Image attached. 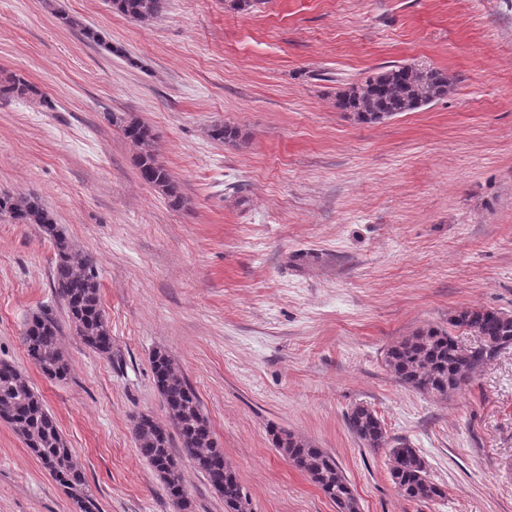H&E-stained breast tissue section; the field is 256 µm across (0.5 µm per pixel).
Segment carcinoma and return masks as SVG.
I'll list each match as a JSON object with an SVG mask.
<instances>
[{
  "mask_svg": "<svg viewBox=\"0 0 512 512\" xmlns=\"http://www.w3.org/2000/svg\"><path fill=\"white\" fill-rule=\"evenodd\" d=\"M116 12L141 23L159 18L167 0H110ZM450 78L440 69L416 65L393 66L367 77L339 95V105L363 123H375L414 112L448 94ZM39 90L22 78L0 82V100ZM112 125L135 147L142 179L182 207L185 199L170 171L157 157L152 128L127 112L108 114ZM0 215L16 224H36L50 238L55 252L53 286L64 302L74 330L100 355L112 353V334L100 301V283L94 260L80 256L60 227L55 214L34 194L0 193ZM449 324L480 339L472 348L460 346L445 329L426 328L391 345L384 361L397 381L421 395L448 399L469 383L483 365L512 347V314L469 308L449 318ZM57 322L41 309L25 323L23 344L31 363L46 377L61 379L68 372ZM156 388L167 409L162 423L149 414L132 421V436L139 454L159 476L165 492L181 512L189 508L180 458L191 460L224 500L225 512H251V501L235 471L224 466V451L213 438L199 396L165 352L152 354ZM0 419L9 423L26 447L61 486L74 497L79 512H98L85 490L83 470L60 432L54 416L26 377L12 364L0 361ZM348 429L373 450H388L391 480L407 500L435 502L444 489L429 478L421 451L404 440L389 437L377 414L364 405L346 416ZM274 448L336 505V512H360V507L338 461L321 448L284 429L272 427ZM179 443L175 452L173 442Z\"/></svg>",
  "mask_w": 512,
  "mask_h": 512,
  "instance_id": "1",
  "label": "carcinoma"
}]
</instances>
